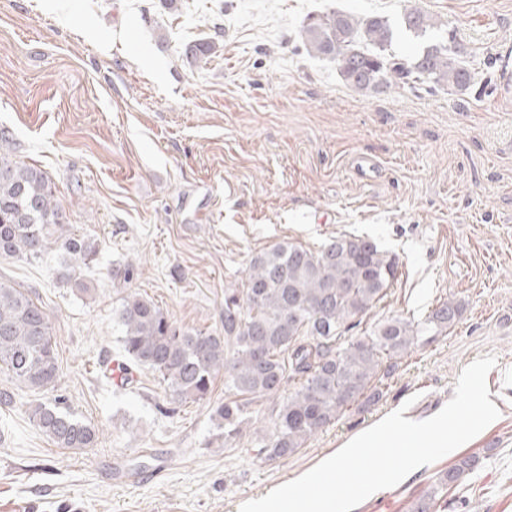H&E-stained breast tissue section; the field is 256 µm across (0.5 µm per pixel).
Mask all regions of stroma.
Returning <instances> with one entry per match:
<instances>
[{"instance_id":"1","label":"stroma","mask_w":512,"mask_h":512,"mask_svg":"<svg viewBox=\"0 0 512 512\" xmlns=\"http://www.w3.org/2000/svg\"><path fill=\"white\" fill-rule=\"evenodd\" d=\"M410 6L452 31L469 89L361 92L301 45L309 16L395 20ZM203 41L212 54L188 59ZM0 128L14 159L54 183L72 231L98 245L81 270L96 287L89 297L67 281L59 253L0 258V277L49 311L60 365L56 389L41 392L0 373V390L16 396L0 405V512H236L396 406L431 414L462 369L491 353L499 417L353 512H409L468 456L477 468L437 512H512V0H0ZM361 156L376 172L355 169ZM348 233L398 261L364 326L462 307L446 335L377 378L379 402L354 404L268 460L256 418L225 446L212 421L223 378L207 400L169 413L157 373L113 384L129 291L179 326L220 333L224 291L241 286L253 254ZM120 261L135 267L130 282L113 275ZM59 395L99 429L97 447H56L29 422V404Z\"/></svg>"}]
</instances>
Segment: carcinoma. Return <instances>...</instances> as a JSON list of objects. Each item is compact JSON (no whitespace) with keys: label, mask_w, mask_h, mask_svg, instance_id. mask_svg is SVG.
Here are the masks:
<instances>
[{"label":"carcinoma","mask_w":512,"mask_h":512,"mask_svg":"<svg viewBox=\"0 0 512 512\" xmlns=\"http://www.w3.org/2000/svg\"><path fill=\"white\" fill-rule=\"evenodd\" d=\"M401 28L413 34L434 29L428 16L406 10L392 23L339 11L308 18L302 38L308 52L336 63L360 91L393 84L430 83L464 89L471 73L451 43L453 34L407 55L393 50ZM12 140L0 130V257L37 260L59 249L79 267L98 252L94 242L69 228L62 205L44 171L10 159ZM394 255L366 238L338 236L317 250L288 242L252 255L243 287L224 289V335L176 325L155 303L136 293L118 311L122 346L134 368L157 373L176 402L201 401L224 374V403L213 412L224 443L240 435L249 414L302 379L271 415V430L258 454L283 458L350 405L383 392L372 382L391 373L397 359L420 341H432L459 321L460 307L443 302L424 320L388 317L364 336L353 331L397 278ZM30 390H53L60 365L50 314L31 293L0 279V373ZM59 399L29 406V420L58 448H94L99 430L76 418ZM478 460L466 457L437 474L411 512H430L437 495L472 473Z\"/></svg>","instance_id":"cac0c4a2"}]
</instances>
